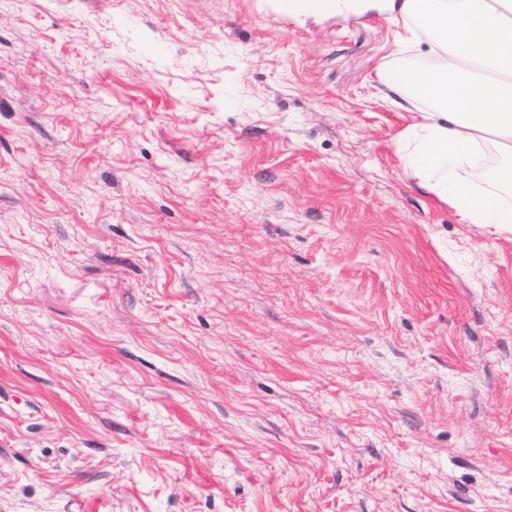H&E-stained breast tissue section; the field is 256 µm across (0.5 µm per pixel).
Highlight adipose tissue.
<instances>
[{
    "label": "adipose tissue",
    "instance_id": "1",
    "mask_svg": "<svg viewBox=\"0 0 512 512\" xmlns=\"http://www.w3.org/2000/svg\"><path fill=\"white\" fill-rule=\"evenodd\" d=\"M284 14L361 15L379 5L404 44L435 59L376 68L374 80L412 111L398 154L405 172L468 224L512 230V0H276ZM495 148L493 167L476 175Z\"/></svg>",
    "mask_w": 512,
    "mask_h": 512
}]
</instances>
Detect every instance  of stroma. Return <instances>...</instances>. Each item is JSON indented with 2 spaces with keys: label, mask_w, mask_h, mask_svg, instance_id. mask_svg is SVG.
Segmentation results:
<instances>
[{
  "label": "stroma",
  "mask_w": 512,
  "mask_h": 512,
  "mask_svg": "<svg viewBox=\"0 0 512 512\" xmlns=\"http://www.w3.org/2000/svg\"><path fill=\"white\" fill-rule=\"evenodd\" d=\"M396 32L0 0V512H512V232L405 173Z\"/></svg>",
  "instance_id": "stroma-1"
}]
</instances>
